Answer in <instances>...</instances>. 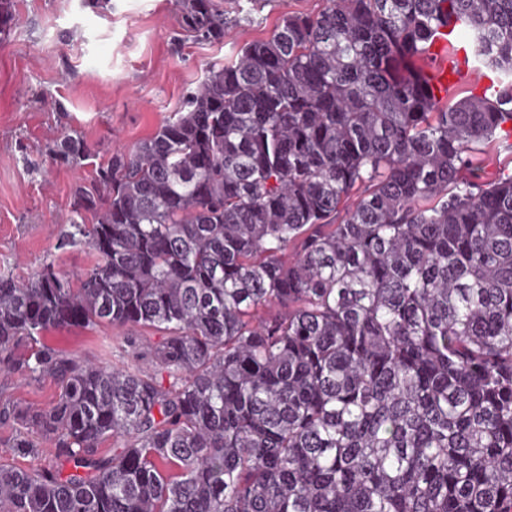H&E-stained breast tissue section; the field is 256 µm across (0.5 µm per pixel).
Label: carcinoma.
Listing matches in <instances>:
<instances>
[{
    "instance_id": "1",
    "label": "carcinoma",
    "mask_w": 512,
    "mask_h": 512,
    "mask_svg": "<svg viewBox=\"0 0 512 512\" xmlns=\"http://www.w3.org/2000/svg\"><path fill=\"white\" fill-rule=\"evenodd\" d=\"M451 35L494 90L434 95ZM511 137L512 0H327L209 65L76 186L94 265L0 275V370L58 387L0 406V512H512V174L473 175ZM103 324L163 332L150 368L43 342Z\"/></svg>"
}]
</instances>
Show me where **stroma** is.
I'll return each mask as SVG.
<instances>
[{
    "label": "stroma",
    "mask_w": 512,
    "mask_h": 512,
    "mask_svg": "<svg viewBox=\"0 0 512 512\" xmlns=\"http://www.w3.org/2000/svg\"><path fill=\"white\" fill-rule=\"evenodd\" d=\"M323 0H266L252 20L219 43L196 40L179 26V0H12L18 23L0 34V274L20 279L43 262L76 276L92 258L61 247L70 201L81 178L114 151L135 146L179 109L207 66L238 46L270 36L283 13H317ZM80 133L92 150L83 167L54 159L64 134ZM138 349L107 325L48 335L50 345L84 358L111 347L141 365L140 350L160 332L142 329ZM53 381L0 372V405L41 408Z\"/></svg>",
    "instance_id": "obj_1"
}]
</instances>
